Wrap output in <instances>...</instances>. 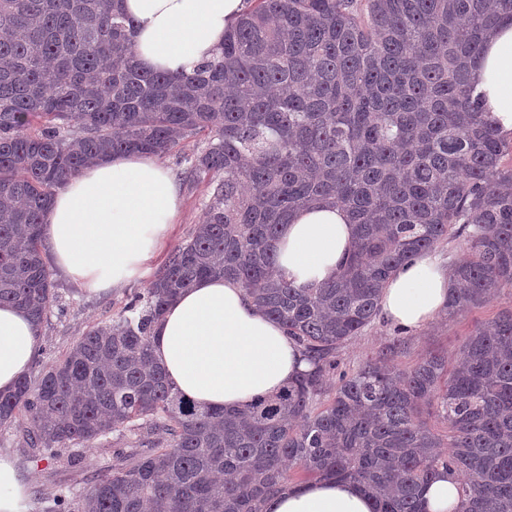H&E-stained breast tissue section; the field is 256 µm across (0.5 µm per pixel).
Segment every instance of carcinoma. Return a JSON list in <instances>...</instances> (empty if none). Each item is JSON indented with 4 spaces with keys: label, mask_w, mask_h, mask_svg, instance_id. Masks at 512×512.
I'll list each match as a JSON object with an SVG mask.
<instances>
[{
    "label": "carcinoma",
    "mask_w": 512,
    "mask_h": 512,
    "mask_svg": "<svg viewBox=\"0 0 512 512\" xmlns=\"http://www.w3.org/2000/svg\"><path fill=\"white\" fill-rule=\"evenodd\" d=\"M250 2L219 54L175 81L140 66L118 0H0V304L47 319L41 228L88 165L165 158L195 138L181 175L211 188L143 292L0 395V426L23 417L29 446L64 465L120 429L146 449L78 499L59 491L53 512H265L309 476L359 485L374 512H424L442 469L462 480L457 512H512V310L476 325L452 361L401 368V336L356 368L336 359L390 276L450 237L466 256L446 318L512 293V144L469 81L512 0ZM321 201L349 211L354 250L338 279L297 288L274 242ZM210 277L241 283L311 364L244 410L187 398L152 354L167 305Z\"/></svg>",
    "instance_id": "carcinoma-1"
}]
</instances>
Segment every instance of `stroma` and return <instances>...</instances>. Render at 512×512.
Listing matches in <instances>:
<instances>
[{"label":"stroma","mask_w":512,"mask_h":512,"mask_svg":"<svg viewBox=\"0 0 512 512\" xmlns=\"http://www.w3.org/2000/svg\"><path fill=\"white\" fill-rule=\"evenodd\" d=\"M181 213L167 245L159 252L149 271L135 276L123 288L91 293L77 286L62 274H55L58 301L40 329V352L30 373L39 366L60 358L88 326L105 322L120 311L130 298L145 288L169 255L192 234L202 215L203 203L209 196L206 184L181 182ZM512 308V293H502L483 307L472 310L452 322H433L426 329L407 334V351L400 363L410 366L433 351L455 353L475 324L494 318ZM396 328L374 320L360 336L346 342L338 351L344 366L355 368L373 356L397 336ZM126 440L118 433L97 440L89 447H77L79 464L64 468L29 448L19 425L0 427V454L8 456L27 487L23 503L25 512H48L51 498L60 486L81 490L90 487L98 476L114 464L117 455L130 453Z\"/></svg>","instance_id":"stroma-1"}]
</instances>
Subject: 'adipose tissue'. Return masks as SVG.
Instances as JSON below:
<instances>
[{
    "instance_id": "obj_1",
    "label": "adipose tissue",
    "mask_w": 512,
    "mask_h": 512,
    "mask_svg": "<svg viewBox=\"0 0 512 512\" xmlns=\"http://www.w3.org/2000/svg\"><path fill=\"white\" fill-rule=\"evenodd\" d=\"M137 25L135 53L148 70L181 78L211 58L246 0H122ZM475 95L498 133L512 137V22H501L470 66ZM181 188L157 158L122 153L85 168L55 194L42 229L57 271L92 292L124 287L154 260L179 214ZM356 226L338 205L296 211L275 244L281 274L298 286L335 280L353 252ZM450 282L436 253L397 271L384 286L379 317L405 332L444 310ZM153 354L170 383L191 399L238 409L275 394L310 368L297 342L232 279L197 281L153 327ZM39 352L37 329L13 305L0 306V394L14 391ZM268 512H373L355 483L287 485Z\"/></svg>"
}]
</instances>
